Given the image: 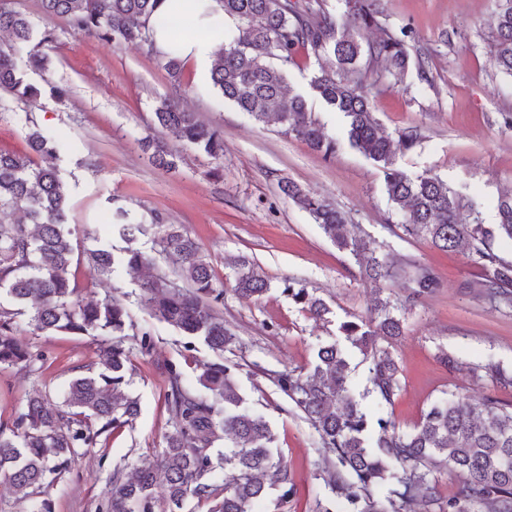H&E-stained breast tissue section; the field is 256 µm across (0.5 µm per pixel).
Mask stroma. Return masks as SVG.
Returning <instances> with one entry per match:
<instances>
[{"label":"stroma","mask_w":512,"mask_h":512,"mask_svg":"<svg viewBox=\"0 0 512 512\" xmlns=\"http://www.w3.org/2000/svg\"><path fill=\"white\" fill-rule=\"evenodd\" d=\"M382 6L391 26L412 31L410 51L424 53L434 76L428 87L409 68L402 78H387L375 99L384 134L393 137L416 126L423 136L413 150L397 153V166L464 189L483 222L495 223L498 197L512 193V127L502 120L503 113H512V77L489 63L493 0H382ZM52 26L57 41L49 69L31 77L42 94L0 114V149L28 153L30 117L43 131L66 139L69 148L56 165L68 188L71 228L92 232L88 247L122 248L110 224L116 205L138 214L162 213L202 245L216 281L226 287L224 325L237 336L224 357L237 364L246 407L265 415L273 448L290 465L295 494L286 512H316L331 491L318 435L268 374L311 369L318 346L338 340L339 325L367 316L376 298L402 306L405 334L388 344L400 366V389L389 403L367 393V364L358 350L350 352L351 385L368 413L391 417L400 431L410 432L449 393L473 403L496 395L512 400L483 370L489 362L512 370V307L478 294L474 284L483 267L477 257L392 232L399 217L378 163L347 146L326 159L277 123L254 122L225 101L209 72L194 62L184 61L176 81L138 46L74 34L60 18ZM318 69L317 62L302 61L289 72L288 89L306 95L309 111L336 134L345 128L342 117L310 88ZM54 85L66 88V96L52 95ZM163 98L177 99L223 130V159L171 139L173 165L149 162L142 142L156 134L153 110ZM218 167L223 176L216 179L212 172ZM284 180L333 201L365 240L375 242L379 255L432 267L442 288L407 308L404 279L363 281L354 259L283 197ZM237 256L248 257L270 282L262 298L233 292L230 261ZM150 273L119 264L112 275L116 297L153 342L148 351L134 350L127 365L128 391L139 402V414L105 446L78 459L51 492L54 512H97L114 469L132 471L139 457L160 452L173 430L164 404L167 364L176 363L194 380L198 363L215 358L201 341H188L139 303L138 284ZM288 278L326 303L325 319H312L282 293ZM18 334L41 358L30 368L0 369L2 423L12 421L35 393L61 395L72 377L99 360V343L90 336L45 335L24 323ZM444 353L460 369L444 367Z\"/></svg>","instance_id":"stroma-1"}]
</instances>
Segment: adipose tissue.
Listing matches in <instances>:
<instances>
[{
    "label": "adipose tissue",
    "mask_w": 512,
    "mask_h": 512,
    "mask_svg": "<svg viewBox=\"0 0 512 512\" xmlns=\"http://www.w3.org/2000/svg\"><path fill=\"white\" fill-rule=\"evenodd\" d=\"M191 18L195 27L202 31L211 30L217 21L223 20L224 13L217 0H159L153 25V39L159 51L177 49L181 58L203 63L208 43L203 39L175 41L173 33L184 18Z\"/></svg>",
    "instance_id": "ef3b65f1"
}]
</instances>
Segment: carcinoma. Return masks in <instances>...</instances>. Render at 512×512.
I'll return each mask as SVG.
<instances>
[{
  "mask_svg": "<svg viewBox=\"0 0 512 512\" xmlns=\"http://www.w3.org/2000/svg\"><path fill=\"white\" fill-rule=\"evenodd\" d=\"M157 2L38 0V7L45 21L62 18L77 35L139 45L176 79L181 60L155 48L149 27ZM217 2L236 23V31L224 35L229 43L219 47L211 68L224 99L258 122L279 123L324 157L348 144L382 164L386 193L403 234L425 238L444 252L478 256L484 270L476 284L480 293L512 303V261L495 250L497 241H512V195L498 199L497 223L484 224L461 191L435 175L412 177L396 166V152L420 144L418 128L406 127L395 139L380 132L373 106L380 78L401 75L410 64V31L383 27L381 0H345L350 21L343 23L325 9V0ZM372 27L382 29V35L364 39L363 32ZM491 29L489 60L512 77V0H496ZM0 32L10 38L0 45V112H5L15 102L41 95L27 74L46 71V49L56 37L47 25L35 32L12 0H0ZM17 45L27 47L22 65ZM302 57L326 60L311 88L343 116L345 139L328 134L302 96L287 93L288 73ZM154 125L214 159L224 155V132L174 100L158 102ZM27 140L28 154L0 151V296L11 301L9 306L0 302V368H27L38 358L18 336L22 320L41 333L103 337L99 362L70 380L62 401L34 396L11 425L0 426V483L17 501L31 504L30 512H52L50 491L78 457L137 415V401L126 391L131 351L125 339L138 337L144 351L151 339L136 330L125 306L111 295L83 298L85 288L72 273L73 265L85 260L104 276L114 265L113 253L82 248L69 228L65 184L52 164L59 157V141L37 130ZM282 192L308 212L339 250L353 256L363 279L402 276L415 299L441 288L430 266L409 261L394 267L377 256L370 242L357 236L356 225L326 198L290 182ZM112 225L129 243L153 232L159 255L175 273L161 269L140 283V303L182 335L202 341L218 360L202 365L198 383L204 394L179 365L168 366L164 401L174 422L166 447L129 476L113 471L98 512H157L153 489L160 482L166 486L169 512H179L190 499L207 505L208 512H253L271 489L278 491L274 510L282 512L294 494L291 473L271 449L274 435L265 417L243 407L237 365L223 360L235 336L217 310L224 302V284L215 281L201 245L165 225L158 213L148 222H134L119 207ZM124 252L129 270L150 263L136 248ZM233 267L234 292L260 297L270 289L246 259L235 260ZM282 293L316 320L328 313L321 299L292 279L283 282ZM338 331L368 360L366 393L391 402L400 389V369L378 340L403 336V323L390 301L376 300L366 318L345 321ZM482 369L499 389L512 391V371L492 362ZM348 374L345 350L333 342L318 348L311 370H285L273 377L317 432L328 455V485L346 512H415L417 506L422 512H512V403L493 396L474 404L450 394L423 415L414 431L401 433L391 418L367 416ZM221 439L224 449L212 453ZM441 469L460 479L446 499L434 476ZM390 482L395 487L379 498L377 488Z\"/></svg>",
  "mask_w": 512,
  "mask_h": 512,
  "instance_id": "carcinoma-1",
  "label": "carcinoma"
}]
</instances>
